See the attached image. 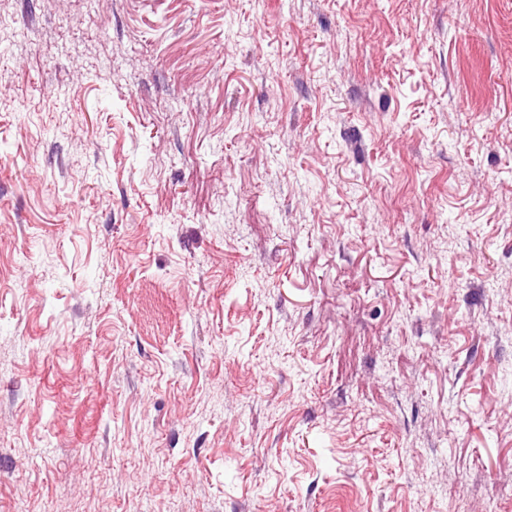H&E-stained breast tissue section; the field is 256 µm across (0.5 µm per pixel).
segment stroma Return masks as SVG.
Masks as SVG:
<instances>
[{
	"instance_id": "1",
	"label": "stroma",
	"mask_w": 512,
	"mask_h": 512,
	"mask_svg": "<svg viewBox=\"0 0 512 512\" xmlns=\"http://www.w3.org/2000/svg\"><path fill=\"white\" fill-rule=\"evenodd\" d=\"M0 512H512V0H0Z\"/></svg>"
}]
</instances>
